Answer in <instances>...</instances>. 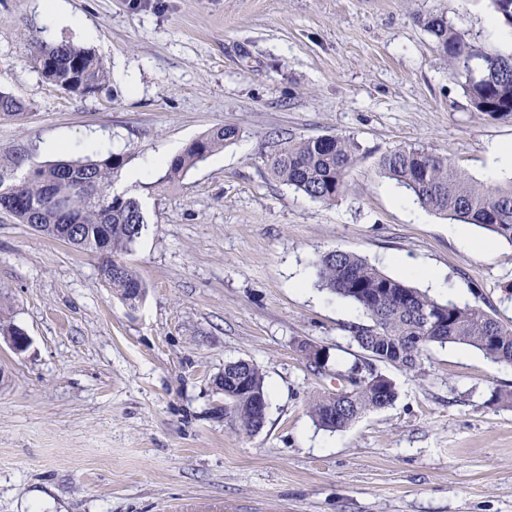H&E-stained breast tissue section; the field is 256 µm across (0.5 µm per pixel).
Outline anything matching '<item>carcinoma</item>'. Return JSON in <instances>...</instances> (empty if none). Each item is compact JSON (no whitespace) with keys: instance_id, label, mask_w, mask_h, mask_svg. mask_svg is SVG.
<instances>
[{"instance_id":"1","label":"carcinoma","mask_w":512,"mask_h":512,"mask_svg":"<svg viewBox=\"0 0 512 512\" xmlns=\"http://www.w3.org/2000/svg\"><path fill=\"white\" fill-rule=\"evenodd\" d=\"M418 22L436 44L448 70L460 80L473 110L490 118L512 116V52L487 51L468 38L444 14L430 13ZM33 61L60 89L85 95L107 81L100 59L89 49L70 42L37 40ZM24 109L15 97L0 92V112L15 115ZM239 136V128L225 125L193 140L169 162L160 182L180 179L188 170ZM360 145L351 138L326 135L285 139L271 154L272 174L313 201L328 203L344 190L345 176L359 157ZM125 156L36 162L25 150L0 158V211L44 235L76 248L107 256L101 266L104 281L122 301L146 294V286L129 266L116 260L131 250L145 224L140 201L112 193V177L125 165ZM380 173L403 186L422 207L450 219L476 224L512 244V181L486 187L461 171L446 155L424 148L398 146L379 161ZM68 192V209L59 212L55 194ZM318 286L353 303L366 322L352 324L349 333L371 356L416 372L434 344L471 346L496 363L512 364V328L500 325L478 305L441 303L391 278L360 256L331 250L314 263ZM385 287L382 298L374 289ZM244 369L249 390L225 398L224 414L247 433L259 431L266 418L267 394L259 368L241 361L224 364V373ZM396 384L385 390L357 383L345 391L318 396L311 415L318 426L342 430L365 413L392 405Z\"/></svg>"}]
</instances>
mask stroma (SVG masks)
Returning a JSON list of instances; mask_svg holds the SVG:
<instances>
[{"mask_svg":"<svg viewBox=\"0 0 512 512\" xmlns=\"http://www.w3.org/2000/svg\"><path fill=\"white\" fill-rule=\"evenodd\" d=\"M0 0V156L39 161L121 153L113 189L146 223L126 262L147 287L129 307L98 254L0 212V512H512V365L463 344L409 372L379 362L393 405L327 431L309 405L367 354L363 315L318 288L313 262L353 252L438 301L478 305L512 328V245L466 248L445 217L382 177L407 144L450 156L488 185L512 179L491 149L512 116L472 109L418 16L443 13L487 50L512 48L491 0ZM91 49L108 74L86 96L31 61L34 40ZM237 140L165 184H127L212 128ZM350 136L362 150L331 203L269 171L279 139ZM324 354L319 364L302 352ZM264 375L263 427L224 414V365Z\"/></svg>","mask_w":512,"mask_h":512,"instance_id":"35a3bbf8","label":"stroma"}]
</instances>
